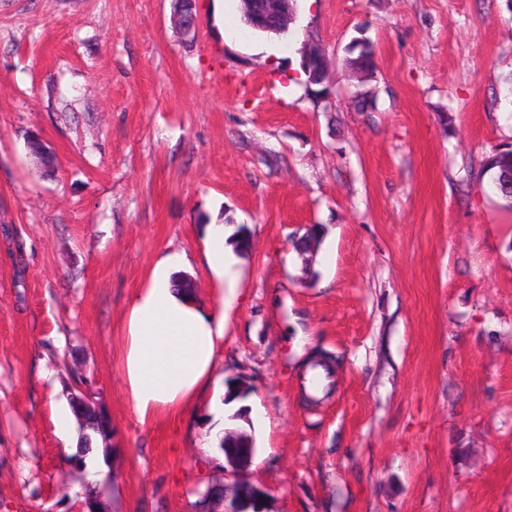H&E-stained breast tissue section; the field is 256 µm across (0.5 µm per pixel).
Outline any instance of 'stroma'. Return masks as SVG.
Returning <instances> with one entry per match:
<instances>
[{
  "label": "stroma",
  "instance_id": "35a3bbf8",
  "mask_svg": "<svg viewBox=\"0 0 512 512\" xmlns=\"http://www.w3.org/2000/svg\"><path fill=\"white\" fill-rule=\"evenodd\" d=\"M197 5L187 44L170 0H0V512H76L86 472L54 425L71 365L112 416L111 512H192L218 474L208 404L141 423L124 334L168 254L215 304L206 227L228 219L253 246L214 378L252 387L260 421L226 426L252 434L270 512H512V207L481 170L512 149V0H296L285 39L240 0ZM358 38L365 83L342 63ZM307 224L327 228L310 283ZM299 336L332 359L322 399ZM311 46L304 47L301 52V68L309 74L311 82L325 85L328 83L327 65L323 64L326 57L319 47Z\"/></svg>",
  "mask_w": 512,
  "mask_h": 512
}]
</instances>
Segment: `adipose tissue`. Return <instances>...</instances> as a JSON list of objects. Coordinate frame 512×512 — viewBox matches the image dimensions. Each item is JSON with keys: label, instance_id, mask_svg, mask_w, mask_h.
<instances>
[{"label": "adipose tissue", "instance_id": "obj_1", "mask_svg": "<svg viewBox=\"0 0 512 512\" xmlns=\"http://www.w3.org/2000/svg\"><path fill=\"white\" fill-rule=\"evenodd\" d=\"M232 233V227L222 224L206 228L204 261L221 289L216 308L205 309L176 287V259L167 256L155 264L147 287L136 295L124 338L122 373L138 419L145 422L208 398L214 426L202 441L206 448L223 437L226 418L248 406L247 401L227 399L225 388L214 383L237 278Z\"/></svg>", "mask_w": 512, "mask_h": 512}]
</instances>
